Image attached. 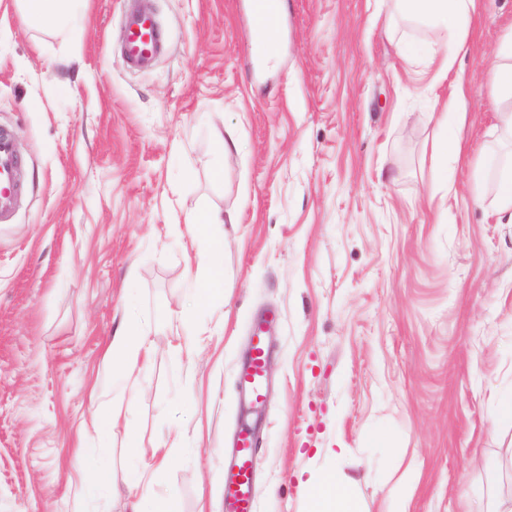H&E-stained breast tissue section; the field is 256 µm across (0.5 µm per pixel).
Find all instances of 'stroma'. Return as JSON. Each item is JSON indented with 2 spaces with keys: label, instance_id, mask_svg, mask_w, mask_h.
Here are the masks:
<instances>
[{
  "label": "stroma",
  "instance_id": "obj_1",
  "mask_svg": "<svg viewBox=\"0 0 512 512\" xmlns=\"http://www.w3.org/2000/svg\"><path fill=\"white\" fill-rule=\"evenodd\" d=\"M284 5L270 68L248 0H83L66 39L0 0V130L23 159L0 223V512H129L144 496L224 512L248 414L237 373L263 320L255 512H308L333 468L362 512H390L396 489L412 512L512 496V224L475 185L504 153L493 58L512 0H483L449 71L446 43L389 0ZM132 10L167 35L139 69L118 42ZM460 75V149L439 163L433 113ZM200 206L238 212L209 229L224 290L204 306L182 252ZM122 325L155 344L131 391L106 358ZM115 403L121 429L94 427ZM128 431L179 442L149 486Z\"/></svg>",
  "mask_w": 512,
  "mask_h": 512
}]
</instances>
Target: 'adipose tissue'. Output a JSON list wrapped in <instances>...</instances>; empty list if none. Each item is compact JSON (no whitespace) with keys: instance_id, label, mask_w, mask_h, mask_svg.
Segmentation results:
<instances>
[{"instance_id":"ef3b65f1","label":"adipose tissue","mask_w":512,"mask_h":512,"mask_svg":"<svg viewBox=\"0 0 512 512\" xmlns=\"http://www.w3.org/2000/svg\"><path fill=\"white\" fill-rule=\"evenodd\" d=\"M24 22L33 28H48L61 37H69L81 24L80 0H20ZM479 0H393V9L406 19L421 23L431 37L449 35L457 47H464L469 37L468 23L478 11ZM494 69L497 84L493 98L498 115L501 141L512 144V35L507 36L496 53ZM204 276L196 290L199 302L209 301L223 290V258L217 244L200 243L190 237ZM152 344L147 337H131L117 331L108 348L113 365L122 381L130 383L142 358L148 357ZM310 512H359L356 498L349 492L342 475L325 472L308 489Z\"/></svg>"}]
</instances>
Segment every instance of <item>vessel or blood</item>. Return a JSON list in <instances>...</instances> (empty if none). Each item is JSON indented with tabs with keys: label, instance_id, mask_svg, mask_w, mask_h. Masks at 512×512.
<instances>
[{
	"label": "vessel or blood",
	"instance_id": "b4317fda",
	"mask_svg": "<svg viewBox=\"0 0 512 512\" xmlns=\"http://www.w3.org/2000/svg\"><path fill=\"white\" fill-rule=\"evenodd\" d=\"M251 20L257 30L265 33L268 42H275L281 26L275 0H251ZM125 29V44L130 59H142L152 54L156 48L157 35L148 16L140 15L131 19ZM17 164L12 138L0 132V217L8 214L13 206L16 193L13 172ZM268 353L261 330H254L251 353L240 370L239 380L245 393L257 405L265 399ZM255 438L253 429L241 430L231 459L224 467L225 512H253Z\"/></svg>",
	"mask_w": 512,
	"mask_h": 512
}]
</instances>
